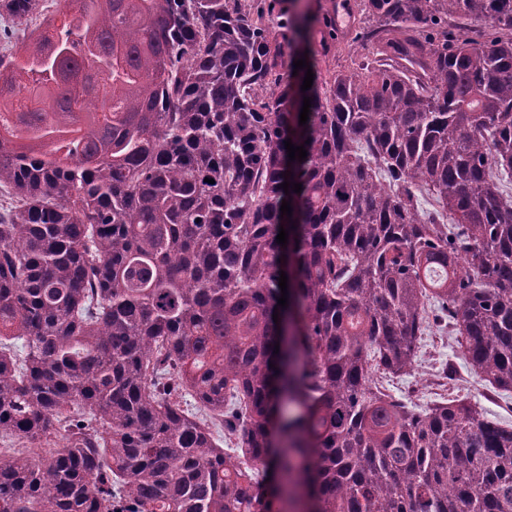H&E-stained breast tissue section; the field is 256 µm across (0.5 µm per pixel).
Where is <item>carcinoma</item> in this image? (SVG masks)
Wrapping results in <instances>:
<instances>
[{
    "mask_svg": "<svg viewBox=\"0 0 512 512\" xmlns=\"http://www.w3.org/2000/svg\"><path fill=\"white\" fill-rule=\"evenodd\" d=\"M74 2L0 63V512H512V426L377 379L512 392V0H361L305 92L274 0ZM291 0H283L278 2L276 9L267 18V23L271 29V35L276 40V43L280 45L284 67L283 74L284 78L288 76V66L290 65L293 57L297 52L295 42L288 40V31L286 26L283 24L285 21V15L288 12V6ZM280 10V11H279ZM304 1L307 2L304 3ZM336 1L340 2L339 15H342V18L339 17L338 19L342 34L339 39H336V49L333 47L332 51L324 57L319 47L315 45L307 47L308 58L315 67L322 71H325L326 68L332 70V68L348 67L353 60L374 51L373 44H365L356 37V32L364 25L363 18L356 11V5L361 0H300L296 5L308 10V15L312 18L314 24L323 15L327 14L326 9L329 2L334 3L336 19ZM456 337L448 329L434 327L427 336H422L412 370L402 375H387L380 379L383 385L389 393L405 395L420 407L457 395L468 397L483 406L489 418L512 426V392L497 391L494 398L486 397L484 383L472 371ZM446 367L451 378L444 379V386H438Z\"/></svg>",
    "mask_w": 512,
    "mask_h": 512,
    "instance_id": "carcinoma-1",
    "label": "carcinoma"
}]
</instances>
